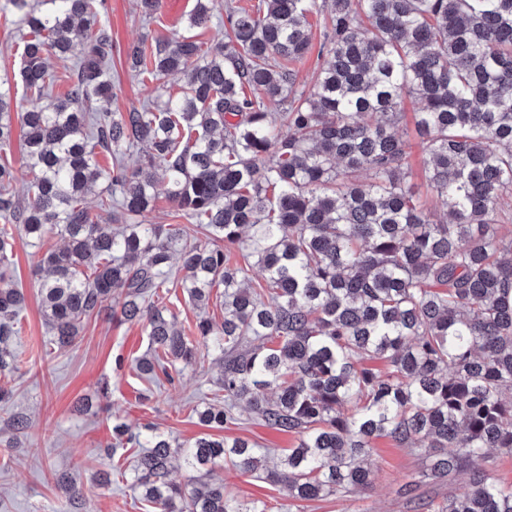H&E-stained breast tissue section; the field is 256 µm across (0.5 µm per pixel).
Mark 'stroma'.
Here are the masks:
<instances>
[{
  "mask_svg": "<svg viewBox=\"0 0 512 512\" xmlns=\"http://www.w3.org/2000/svg\"><path fill=\"white\" fill-rule=\"evenodd\" d=\"M0 0V81L9 82L17 105L27 100L19 77L22 34L14 23L15 14ZM104 23L112 36V108L120 112L141 107L156 96L178 95L184 85L182 75L164 79L161 89L143 86L126 60L128 46L143 41L153 43L161 37L194 35L206 46L224 43V27L189 30L187 16L195 0H161L155 17H146L137 0H106ZM419 103L412 98L401 104L402 119L396 127L399 136L412 146L408 178L424 209L432 219H443L445 210L434 193L423 183L420 170L424 154L418 144L413 114ZM59 237L46 238L36 249L25 240H16L8 276L13 286L21 288L25 305L18 319L20 349L31 359V370L14 381L12 403L0 407V512H61L67 494L59 483L62 475L81 472L86 485L79 512H154L151 503L141 500L130 478L113 476L111 485L98 486L91 478L98 468L99 457L111 441L113 421H121L132 430L153 426L178 441H190L205 433L195 413L205 396L210 395L211 380L218 368L210 358H198L186 367L175 383L148 385L132 369L134 359L148 347L145 328L139 323L118 319L93 318L88 321L75 344L63 352L48 349L49 339L38 291L36 266L43 250L60 246ZM126 365L116 370V357ZM112 383L110 413L89 417L75 411V402L94 397L101 379ZM150 400H143V393ZM20 412L30 420L27 436L13 442L6 420ZM224 436L241 437L257 443L272 454L282 455L295 447L294 435L268 427L257 421L240 420L225 424ZM377 468L371 489L348 498L334 496L310 502L290 500L287 492L227 468L211 473L213 481L223 483L226 492L245 503H257L267 512H428L425 503L439 499L448 488L424 484V505L409 502L400 489L412 480L422 481L430 461L382 438L373 456Z\"/></svg>",
  "mask_w": 512,
  "mask_h": 512,
  "instance_id": "obj_1",
  "label": "stroma"
}]
</instances>
